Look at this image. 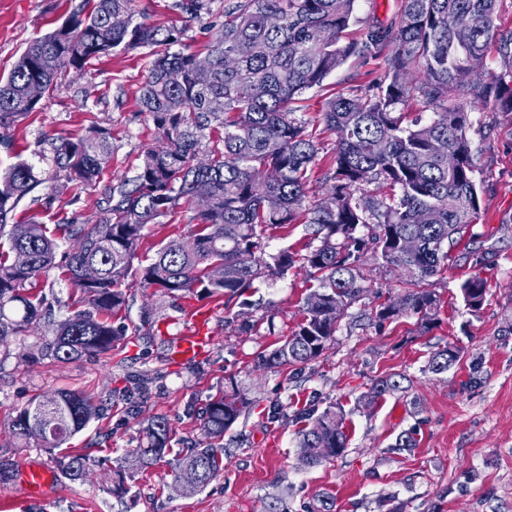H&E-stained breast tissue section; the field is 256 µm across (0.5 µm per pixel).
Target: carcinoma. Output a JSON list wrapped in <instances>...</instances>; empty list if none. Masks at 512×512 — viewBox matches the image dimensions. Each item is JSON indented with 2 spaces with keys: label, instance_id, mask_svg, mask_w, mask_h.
Instances as JSON below:
<instances>
[{
  "label": "carcinoma",
  "instance_id": "1",
  "mask_svg": "<svg viewBox=\"0 0 512 512\" xmlns=\"http://www.w3.org/2000/svg\"><path fill=\"white\" fill-rule=\"evenodd\" d=\"M135 0H88L90 11L35 38L8 78L0 81V126L34 111L26 89L32 82L52 90L58 79L79 74L91 61L114 51L148 48L151 65L139 88L140 111L150 115L160 140L138 156L134 175L106 188L107 207L93 224H59V251L42 224H7L18 202L44 183L34 166L21 162L0 175V346L26 337L43 319L53 321V336L42 356L58 363L96 357L112 350L126 329L112 325V314L129 305V289L156 288L175 296L197 289L213 296L241 298L260 278L285 276L302 269L309 288L303 319L282 344L260 356L259 370L301 365L317 358L333 340L344 314L363 294L361 266L366 257L401 269L403 293L375 309L384 322L408 313L428 327L439 306L426 282L441 274L449 250L471 226L479 207L468 132L470 111L492 105L512 113V37L501 40V71L482 80L488 44L500 0H400L399 13L387 27L368 24L358 40L343 33L358 22L356 0H224V21L209 25L204 53L172 46L183 30L137 20ZM213 0H179L188 18L212 14ZM276 14L280 25L267 17ZM121 15L125 23L110 25ZM212 63V78L199 85L194 63ZM384 56L382 78L326 102L321 120L337 134L333 166L326 176L334 201L306 205L308 172L319 142L298 115L306 91L319 87L351 57ZM467 90L469 98H457ZM433 111L422 120L405 122L409 101ZM441 139L456 165L432 150ZM112 155L111 134L96 128L89 136L66 138L54 146L52 163L68 183L94 186ZM377 183L388 189L367 197L362 187ZM198 197L206 207L193 216L198 226L186 242L160 243L154 257L134 266L148 224H158L180 205ZM313 226L316 244L305 253L267 252L259 234L265 226ZM416 249L404 252L402 241ZM30 254L22 269L14 255ZM57 269L81 294L82 308L54 319V306L37 286ZM460 290L467 308L478 311L486 282L475 276ZM460 352L446 346L434 352L428 370L439 374L459 361ZM397 388L382 378L363 395L366 404ZM147 394L146 384L121 394L130 410ZM252 405L229 380L208 397L199 414L209 442L186 449L172 470L185 495L204 490L224 466V435ZM102 414L100 403L82 392L61 390L32 401L11 419L17 446L30 442L48 451L61 447ZM299 457L317 465L343 456L347 448L344 414L334 405L304 416ZM170 442L167 419L142 423L141 439L131 455L145 469L165 457ZM75 483L86 478L87 457L76 453L61 464ZM130 474L112 477V495L131 491Z\"/></svg>",
  "mask_w": 512,
  "mask_h": 512
}]
</instances>
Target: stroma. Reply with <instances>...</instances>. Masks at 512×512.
<instances>
[{"mask_svg":"<svg viewBox=\"0 0 512 512\" xmlns=\"http://www.w3.org/2000/svg\"><path fill=\"white\" fill-rule=\"evenodd\" d=\"M177 0H137L138 18L149 25H176L183 42L202 48L208 39L200 22L186 20ZM84 0H0V79L36 37L81 11ZM147 51L114 52L88 64L81 75L59 80L36 110L10 128H0V173L25 161L55 189L46 202L44 188L23 198L10 223L58 224L96 220L106 206L104 183L85 187L55 174L52 144L62 138L108 129L112 159L106 181L129 174L141 151L155 142L151 117L141 112L138 89L147 73ZM385 71L383 58H351L322 87L304 95L302 116L316 132L321 150L307 190L308 203L326 195L323 177L337 135L320 119L327 99L355 85H369ZM474 179L480 208L472 227L475 240L490 246L483 263L469 258L461 242L442 275L430 286L440 298L437 320L423 331L417 315L379 323L372 309L403 290L405 276L370 260L362 267L364 293L341 319L334 340L305 367L258 371L260 353L279 345L302 319L308 284L300 269L276 281L256 280L249 291L272 315L273 327L257 334H236L230 320L240 306L196 292L173 299L157 289H134L128 310L113 321L126 334L111 352L96 359L57 363L41 354L22 361L27 342L0 347V457L15 464L42 462L58 469L60 459L85 452L97 459L86 482L57 477L44 499L24 498L16 483L0 485V500H12L9 512H512V113L492 108L471 113ZM194 209L181 204L167 226L147 225L140 258L153 255L158 242L178 234L191 239ZM482 278L487 295L478 312L464 304L460 285ZM153 304L151 328H142L140 308ZM211 308L213 345L207 356L188 364L171 363L170 343L186 324L188 311ZM458 347L460 360L447 372L428 371L432 352ZM160 372L151 384L138 419L126 414L113 390L133 386L143 373ZM398 381L373 406L362 395L373 382ZM235 380L253 404L224 437V469L201 493L182 495L171 471L188 446L205 443L198 412L209 394ZM60 389L108 400L102 417L48 454L18 448L7 425L33 399ZM342 407L348 444L336 460L307 467L298 459V413ZM283 407L286 421H271L270 408ZM168 420L171 442L165 457L147 473L135 474L132 496L113 497L112 472L130 465L139 443V419ZM409 434L412 448L396 447Z\"/></svg>","mask_w":512,"mask_h":512,"instance_id":"35a3bbf8","label":"stroma"}]
</instances>
